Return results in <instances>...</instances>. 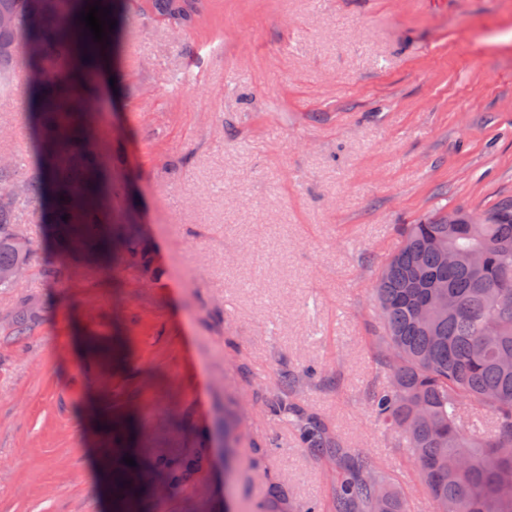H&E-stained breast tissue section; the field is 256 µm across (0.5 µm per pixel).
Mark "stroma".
I'll return each mask as SVG.
<instances>
[{
	"label": "stroma",
	"mask_w": 512,
	"mask_h": 512,
	"mask_svg": "<svg viewBox=\"0 0 512 512\" xmlns=\"http://www.w3.org/2000/svg\"><path fill=\"white\" fill-rule=\"evenodd\" d=\"M118 66L98 126L158 276L71 261L46 279V227L28 224L18 294L44 315L11 335L16 294H0V512H264L272 486L293 512H333L336 461L263 404L308 365L323 376L296 403L405 512H437L370 409L388 380L373 288L399 225L512 196V0H216L179 34L133 10ZM27 101L20 73L1 153H28ZM91 334L119 362L90 356ZM91 406L133 421V447L91 427ZM199 449L204 468L166 491L163 462ZM127 456L140 495L120 509L93 461Z\"/></svg>",
	"instance_id": "obj_1"
}]
</instances>
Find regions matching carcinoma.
Wrapping results in <instances>:
<instances>
[{"label": "carcinoma", "mask_w": 512, "mask_h": 512, "mask_svg": "<svg viewBox=\"0 0 512 512\" xmlns=\"http://www.w3.org/2000/svg\"><path fill=\"white\" fill-rule=\"evenodd\" d=\"M135 0H100L116 21L96 42L79 20L95 0H0V97L24 69L31 113L27 158L0 155V270L31 264L25 225H50L58 257L152 277L150 250L113 207L109 172L116 157L102 141L95 88L120 71L101 69L117 54L120 28ZM143 11L184 30L199 25L207 0H140ZM398 249L374 287L383 325L379 363L389 370L370 405L376 420L408 449L439 512H512V197L448 224L443 215L403 224ZM42 320L22 297L9 321L23 336ZM316 368L281 376L267 407L290 422L308 453L339 461L333 512H404L382 472L352 455L322 419L291 395ZM467 406L492 416L486 436L463 420ZM203 464L194 454L163 465L173 490Z\"/></svg>", "instance_id": "cac0c4a2"}]
</instances>
